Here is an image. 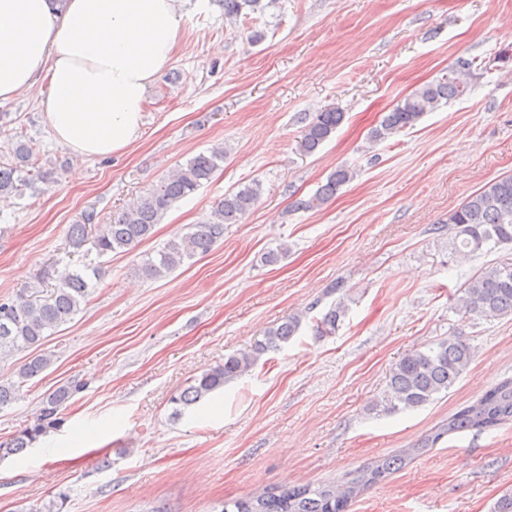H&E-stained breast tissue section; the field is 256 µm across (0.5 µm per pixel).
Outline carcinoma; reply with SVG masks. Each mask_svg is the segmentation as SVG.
Wrapping results in <instances>:
<instances>
[{
    "label": "carcinoma",
    "instance_id": "carcinoma-1",
    "mask_svg": "<svg viewBox=\"0 0 512 512\" xmlns=\"http://www.w3.org/2000/svg\"><path fill=\"white\" fill-rule=\"evenodd\" d=\"M222 2L224 17L235 21L244 10H257L261 0ZM473 66L471 60H459L448 69V74L405 96L372 128L369 139L385 141L414 127L441 103L463 97L470 87ZM343 119L344 113L336 110L317 113L302 131L299 150L304 154L314 153L336 132ZM12 153L14 162L0 165V200L23 196L25 190L34 189L36 182L43 178L40 171H31L34 167L31 146L19 141ZM222 161V147L193 156L112 215L109 224H95L92 215L85 216V223L69 226V247L77 252L89 241L100 258L134 249L153 236L155 226L161 223L173 203L199 190L212 178ZM353 178L354 171L336 169L314 196L299 202L298 207L308 210L323 205ZM260 194L261 184L255 180L225 193L214 208L209 223L197 224L191 232L174 235L155 255L142 259L136 265L135 273L146 280H158L179 268L184 260L209 252L224 239V225L237 223L255 205ZM448 231L451 233V250L455 254L469 255L490 244H512V175L485 184L449 212ZM104 274L102 266L91 262L77 269H67L57 277L45 270L18 294L1 297L0 361L17 351L39 348L48 331L71 321L81 311V305L90 296L89 277L99 280ZM52 279L55 280L53 286L49 285ZM47 285L51 289L44 297L41 288ZM462 292L463 295L457 298V306L468 313L485 318L512 315V258L485 268L465 284ZM346 311L341 301L331 305L316 322V335L336 332ZM299 325L300 319L293 317L271 327L251 348L239 350L225 357L223 363L203 371L171 397V403L176 405L174 413H181L245 375L261 355L280 350L282 344L296 334ZM472 358V346L462 337H450L403 355L390 369L382 402L374 404L372 409L389 414L426 405L435 395L448 391L456 383ZM50 364L51 357L40 354L21 365L14 376L0 379V409L11 405L24 384L39 376ZM82 389L83 383L73 381L48 393L36 418L0 442V456L21 453L48 431L59 427L67 403ZM509 422L512 423V377L501 380L474 402L454 412L446 423L413 447L356 472L341 489L334 484L317 487L280 485L260 494L224 501L220 503L219 512H348L352 501L367 488L404 468L445 436L466 431L482 432Z\"/></svg>",
    "mask_w": 512,
    "mask_h": 512
}]
</instances>
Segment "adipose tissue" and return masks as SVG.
Returning a JSON list of instances; mask_svg holds the SVG:
<instances>
[{"label":"adipose tissue","instance_id":"obj_1","mask_svg":"<svg viewBox=\"0 0 512 512\" xmlns=\"http://www.w3.org/2000/svg\"><path fill=\"white\" fill-rule=\"evenodd\" d=\"M184 19L185 0H0V100L48 80L40 106L60 144L123 152Z\"/></svg>","mask_w":512,"mask_h":512}]
</instances>
